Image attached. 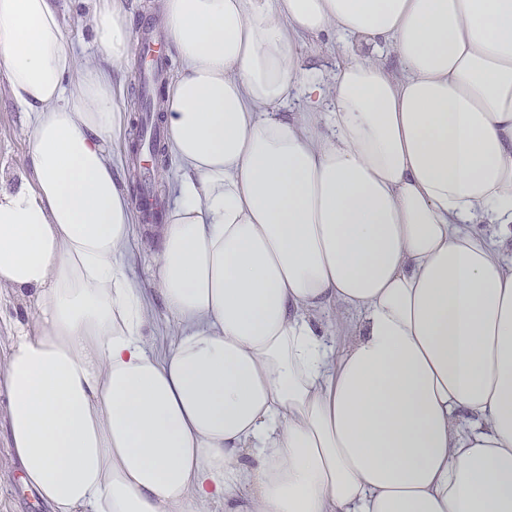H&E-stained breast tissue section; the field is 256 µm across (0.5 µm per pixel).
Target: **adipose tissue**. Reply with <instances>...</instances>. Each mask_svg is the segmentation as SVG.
<instances>
[{"label": "adipose tissue", "instance_id": "ef3b65f1", "mask_svg": "<svg viewBox=\"0 0 512 512\" xmlns=\"http://www.w3.org/2000/svg\"><path fill=\"white\" fill-rule=\"evenodd\" d=\"M160 17L162 356L108 148L122 0L80 64L56 0H0L32 132L0 186V288L37 306L0 367L25 484L51 512H512V0ZM328 32L326 74L302 49ZM148 152L155 158L156 165L158 166H166L168 165V155L165 153V149L163 147L161 138L155 139L151 142L149 146ZM171 158V157H170ZM169 158L170 167L168 166L166 170L162 169H154L152 171V178L155 177L156 183L166 186V212L173 204L174 193H173V185L174 181L178 176L177 164L173 160V158ZM174 325L158 296L152 300L151 313L145 328V338L153 351L163 355L173 341Z\"/></svg>", "mask_w": 512, "mask_h": 512}]
</instances>
